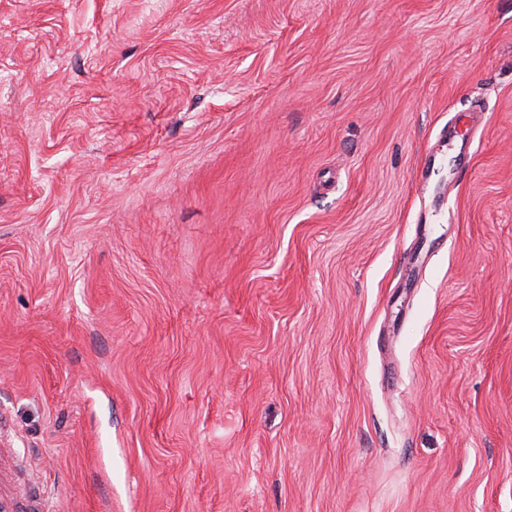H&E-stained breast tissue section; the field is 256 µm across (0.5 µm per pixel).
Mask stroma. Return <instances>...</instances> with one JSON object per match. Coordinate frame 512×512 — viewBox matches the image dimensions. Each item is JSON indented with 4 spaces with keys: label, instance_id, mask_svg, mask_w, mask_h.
<instances>
[{
    "label": "stroma",
    "instance_id": "stroma-1",
    "mask_svg": "<svg viewBox=\"0 0 512 512\" xmlns=\"http://www.w3.org/2000/svg\"><path fill=\"white\" fill-rule=\"evenodd\" d=\"M0 512H512V0H0Z\"/></svg>",
    "mask_w": 512,
    "mask_h": 512
}]
</instances>
